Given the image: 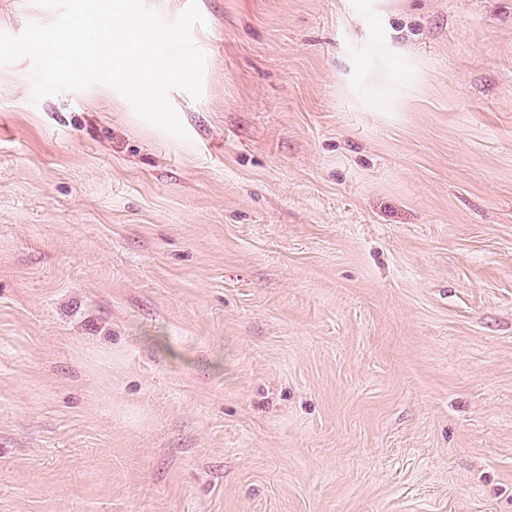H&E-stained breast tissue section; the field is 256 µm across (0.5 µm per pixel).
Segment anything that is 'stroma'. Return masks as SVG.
<instances>
[{
  "label": "stroma",
  "mask_w": 512,
  "mask_h": 512,
  "mask_svg": "<svg viewBox=\"0 0 512 512\" xmlns=\"http://www.w3.org/2000/svg\"><path fill=\"white\" fill-rule=\"evenodd\" d=\"M197 4L183 139L0 66V512H512V0Z\"/></svg>",
  "instance_id": "35a3bbf8"
}]
</instances>
